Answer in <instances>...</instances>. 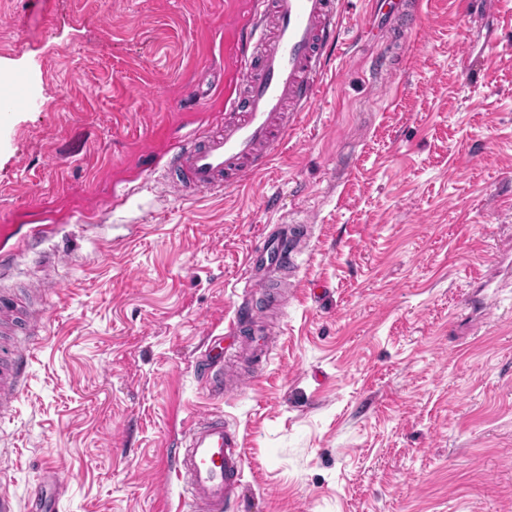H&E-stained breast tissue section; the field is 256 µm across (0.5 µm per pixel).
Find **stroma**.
Wrapping results in <instances>:
<instances>
[{
	"instance_id": "1",
	"label": "stroma",
	"mask_w": 512,
	"mask_h": 512,
	"mask_svg": "<svg viewBox=\"0 0 512 512\" xmlns=\"http://www.w3.org/2000/svg\"><path fill=\"white\" fill-rule=\"evenodd\" d=\"M370 2L344 0L269 168L179 203L164 153L223 112L249 0H0L30 100L0 122V305L43 322L0 419L15 512H182L173 452L210 410L245 448L234 512H512V0ZM38 224L62 232L14 253ZM278 224L300 241L272 359L209 395L196 367Z\"/></svg>"
}]
</instances>
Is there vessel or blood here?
I'll use <instances>...</instances> for the list:
<instances>
[{
  "label": "vessel or blood",
  "instance_id": "obj_1",
  "mask_svg": "<svg viewBox=\"0 0 512 512\" xmlns=\"http://www.w3.org/2000/svg\"><path fill=\"white\" fill-rule=\"evenodd\" d=\"M341 0H253V16L236 28L239 74L224 89V114L205 135L182 136L167 159L162 180L179 200L218 194L243 186L262 172L270 152L300 112L318 95L323 72L336 36ZM293 255V231L280 225L261 249L251 251L243 280L250 294L263 292L265 281L257 266L272 263L287 268ZM249 327L251 363L259 368L272 358L273 346L263 308L234 318L230 330ZM35 313L13 325L18 340L15 360L0 370V412L20 394L23 371L32 356L30 339L39 334ZM245 450L236 429L222 414L190 418L172 466L176 481L188 487L192 512H227L242 485Z\"/></svg>",
  "mask_w": 512,
  "mask_h": 512
}]
</instances>
